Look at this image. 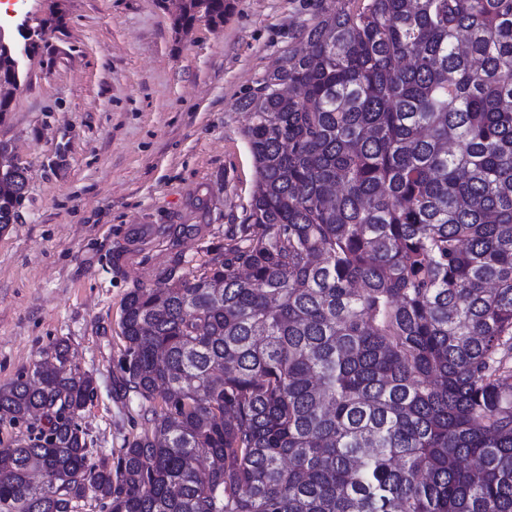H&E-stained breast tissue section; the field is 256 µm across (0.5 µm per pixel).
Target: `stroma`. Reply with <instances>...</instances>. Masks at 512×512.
Wrapping results in <instances>:
<instances>
[{"label":"stroma","instance_id":"obj_1","mask_svg":"<svg viewBox=\"0 0 512 512\" xmlns=\"http://www.w3.org/2000/svg\"><path fill=\"white\" fill-rule=\"evenodd\" d=\"M331 4L233 0L223 26L185 34L158 0H25L51 27L0 117L27 168L0 229V385L67 340L95 382L80 421L100 455L141 430L139 400L112 394L126 293L223 254L256 181L240 103Z\"/></svg>","mask_w":512,"mask_h":512}]
</instances>
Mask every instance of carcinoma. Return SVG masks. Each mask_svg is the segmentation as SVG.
I'll list each match as a JSON object with an SVG mask.
<instances>
[{
    "instance_id": "cac0c4a2",
    "label": "carcinoma",
    "mask_w": 512,
    "mask_h": 512,
    "mask_svg": "<svg viewBox=\"0 0 512 512\" xmlns=\"http://www.w3.org/2000/svg\"><path fill=\"white\" fill-rule=\"evenodd\" d=\"M169 2L186 32L232 8ZM299 40L241 102L224 254L125 297L141 432L98 455L49 345L0 386V512H512V0H335ZM25 187L1 142L0 229Z\"/></svg>"
}]
</instances>
